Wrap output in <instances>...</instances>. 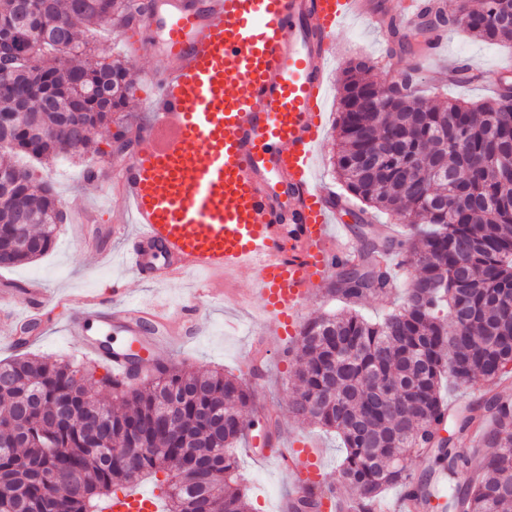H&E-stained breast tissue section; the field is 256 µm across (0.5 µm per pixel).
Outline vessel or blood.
Returning a JSON list of instances; mask_svg holds the SVG:
<instances>
[{
	"label": "vessel or blood",
	"instance_id": "vessel-or-blood-1",
	"mask_svg": "<svg viewBox=\"0 0 512 512\" xmlns=\"http://www.w3.org/2000/svg\"><path fill=\"white\" fill-rule=\"evenodd\" d=\"M168 12L136 32L140 52L160 68L141 74L154 87L150 118L114 182L122 223L132 225L123 253L139 278L164 283L189 271L259 273L266 333H293L300 313L351 256L339 207L316 179L328 94V46L349 18L381 29L376 0H166ZM103 304L82 299L65 333L85 354L106 359L114 377L147 373L173 340L187 339L193 305L174 320L150 302L112 290ZM118 329L110 350L88 337V313ZM280 465L292 480L284 512L320 484L323 465L294 448ZM156 496L113 498L108 512H160ZM373 512H430L400 493Z\"/></svg>",
	"mask_w": 512,
	"mask_h": 512
}]
</instances>
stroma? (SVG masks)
Masks as SVG:
<instances>
[{
    "mask_svg": "<svg viewBox=\"0 0 512 512\" xmlns=\"http://www.w3.org/2000/svg\"><path fill=\"white\" fill-rule=\"evenodd\" d=\"M129 28H97L93 37L95 59L123 61L130 73L158 67L156 55L136 54L126 39ZM390 47L388 39L380 38L361 19L348 21L337 31L329 47V97L325 106V136L321 145L316 175L320 186L332 194L343 193L344 188L333 172L329 159L335 146V124L340 112V79L348 63L358 57L370 58L376 69L374 78L380 86H389L395 72L389 71L384 60ZM467 60L477 69L494 75L498 70L512 68V42L490 44L472 37L463 26H455L442 35L439 47L426 61L417 62L402 55L401 69H414L420 95L427 103L436 97L483 103L492 97V89L485 84L458 85L432 83L431 71ZM111 128L99 127L92 133L95 155L70 154L51 163L32 164L35 181L51 182L65 220L56 232L53 248L32 264L0 269V292L16 296V307L0 306V360L11 358L14 350L5 344V337L15 335L25 318H33L37 337L28 348L29 353L49 361L66 356H81V348L64 333V324L73 309L66 297L83 294L98 295L110 300L114 281H121L129 297L137 301L159 299L171 311H178L185 296L203 288L205 278L189 273L164 284L141 281L125 268L120 256L125 241L113 232V216L121 210L119 199L110 195L111 183H89L85 180L86 166H107L127 158V151L111 149ZM257 271L244 269L223 280L224 294L218 298H204L197 316L198 332L191 339L164 353L166 361L194 371L224 368L236 376L246 377L254 391L256 406L265 407L278 422L274 435L283 441H310L323 453V475L337 495L349 499L355 491L337 480L345 450L337 435L294 418L289 411L292 385L295 381V363L292 358L278 354L273 346H266L264 373L249 376L244 363L255 343L264 335L263 316L258 301L236 303L228 300V293L242 288L256 287ZM39 283L48 294L60 296V303L28 295V284ZM237 471L240 483L248 496L252 512H278V505L288 495L290 478L272 454L255 455L246 447L237 450Z\"/></svg>",
    "mask_w": 512,
    "mask_h": 512,
    "instance_id": "35a3bbf8",
    "label": "stroma"
}]
</instances>
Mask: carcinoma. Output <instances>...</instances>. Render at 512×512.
I'll list each match as a JSON object with an SVG mask.
<instances>
[{"label":"carcinoma","mask_w":512,"mask_h":512,"mask_svg":"<svg viewBox=\"0 0 512 512\" xmlns=\"http://www.w3.org/2000/svg\"><path fill=\"white\" fill-rule=\"evenodd\" d=\"M30 5L29 26L15 27ZM143 10L135 0H0V41L14 60L0 73V115L13 116L0 132V175L11 183L0 196V269L32 263L55 242V192L33 185L18 160L90 151V131L111 124L128 99L125 66L93 61L78 29L131 23ZM417 13L414 41L392 21L391 53L421 56L433 33L461 18L484 42L512 39V0H459L454 15L424 0ZM372 70L363 58L345 70L333 167L362 214L408 218L412 233L358 226V260L339 266L332 288L344 307L301 326L289 409L341 436L340 478L365 504L397 486L446 496L452 512H512V403L485 392L447 418L441 396L445 378L495 382L512 365V96L427 105L415 87L382 91ZM20 210L30 224L17 234ZM386 253L416 273L403 301L372 321L357 307L396 287L379 260ZM81 368L29 354L0 362V512H101L117 491L159 473L166 512H251L235 477L253 405L242 378L161 363L131 382ZM89 382L123 410L90 402ZM477 425L485 452L475 469V451L458 442ZM413 454L466 480L446 490L416 480Z\"/></svg>","instance_id":"carcinoma-1"}]
</instances>
